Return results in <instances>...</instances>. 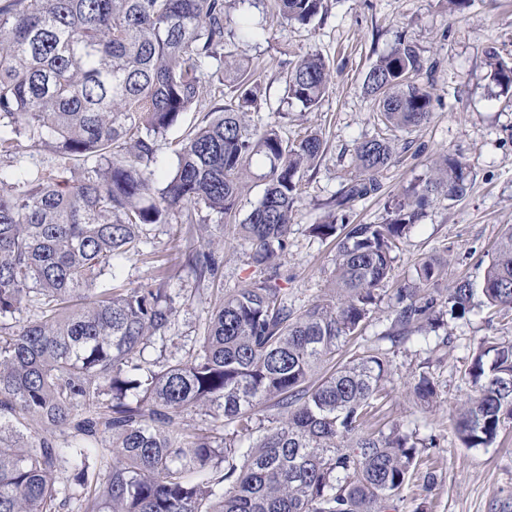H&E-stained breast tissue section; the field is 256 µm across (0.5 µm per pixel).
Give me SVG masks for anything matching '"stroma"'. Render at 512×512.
I'll return each mask as SVG.
<instances>
[{
	"label": "stroma",
	"instance_id": "obj_1",
	"mask_svg": "<svg viewBox=\"0 0 512 512\" xmlns=\"http://www.w3.org/2000/svg\"><path fill=\"white\" fill-rule=\"evenodd\" d=\"M327 12L314 29L287 24L274 14L272 0H236L234 13H250L262 30L252 41L232 46L237 58L257 65L264 75L267 104L253 120L276 125L283 138L295 139L306 129L322 130L326 151L315 170L303 178V193L294 213L290 246L280 261L279 285L295 311H303L328 292L336 263V244L312 236L311 224L342 188L352 170L357 141L375 133L370 102L363 89L370 65L391 51L407 34L422 55L438 60L434 108L430 123L413 131L389 130L396 143L411 142L382 175L381 193L357 201L353 224H378L386 217L385 202L409 182L423 176L430 157L455 155L470 166L474 180L461 201L434 202L396 255L390 279L383 286L377 318L364 337L375 341L394 302L397 286L413 277L416 265L444 254L448 266L439 284L448 291L461 277L481 281L497 239L512 225V103L491 77L490 55L512 63V0H470L449 11L446 0H325ZM321 54L332 80L318 109L303 110L283 98L281 73L300 57ZM214 83L204 80L196 110L158 141L157 165L171 171L185 130L211 108ZM140 256L124 261L118 283L149 282L160 269L172 272L169 288L176 308L175 324L165 339L145 351L147 361L180 357L192 350L203 332L214 297L198 283L187 265L189 252L201 246L187 225L150 224L143 231ZM451 342L438 353L409 342L396 347L386 382L390 397L384 419L415 429L434 462L435 483L403 492L399 512H512V426L489 448H467L458 441L452 415L471 390L464 370L485 339L512 340V313L475 311L448 323ZM429 369L438 396L433 404L417 401L410 391L422 369Z\"/></svg>",
	"mask_w": 512,
	"mask_h": 512
}]
</instances>
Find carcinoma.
I'll use <instances>...</instances> for the list:
<instances>
[{
  "label": "carcinoma",
  "mask_w": 512,
  "mask_h": 512,
  "mask_svg": "<svg viewBox=\"0 0 512 512\" xmlns=\"http://www.w3.org/2000/svg\"><path fill=\"white\" fill-rule=\"evenodd\" d=\"M275 2L282 19L306 27L325 0ZM256 35L227 0H0V159L15 161L24 143L54 157L0 177V512H59L63 480L83 512H394L413 480H434L417 431L378 420L390 351L359 345L341 362L336 352L363 336L427 207L466 196L470 167L439 153L390 201L384 223L350 224L351 204L379 191L397 154L379 134L358 142L355 175L310 228L338 239L330 293L300 313L289 308L279 261L303 178L326 143L317 131L286 140L250 124L266 103L263 81L226 38ZM209 67L229 93L186 134L175 169L159 173L157 141L197 104ZM490 67L512 94V66ZM435 72L399 39L365 77L373 119L408 131L427 124ZM330 80L317 53L281 73L285 99L305 110L318 108ZM89 161L93 175L67 177ZM254 180L263 194L234 222L232 240L260 276L217 289L192 353L146 362L175 315L168 276L115 286L120 263L142 253L148 224H197L200 204L236 216ZM216 243L227 239L209 235L188 254L212 284L222 281ZM447 265L425 260L396 288L381 339L397 346L432 333L445 345L448 318L477 305L512 310L511 229L481 283L461 278L441 294ZM24 308L36 318L19 320ZM466 373L472 392L456 433L468 448H488L512 423V341L480 342ZM413 392L428 404L437 397L425 371ZM192 408L224 434L189 428ZM105 434L112 463L100 475L87 459Z\"/></svg>",
  "instance_id": "1"
}]
</instances>
